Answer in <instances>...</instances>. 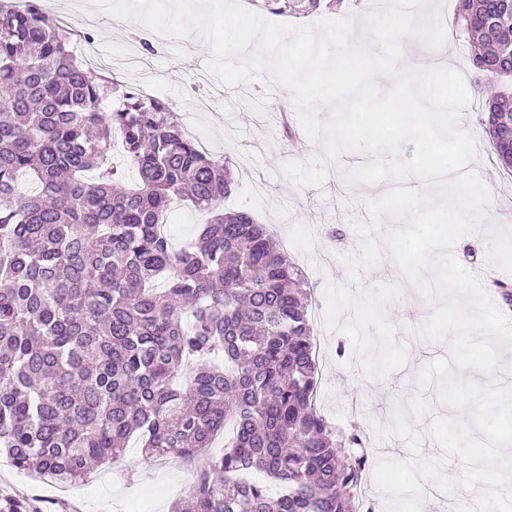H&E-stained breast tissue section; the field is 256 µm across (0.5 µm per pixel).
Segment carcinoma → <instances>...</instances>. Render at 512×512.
<instances>
[{
    "label": "carcinoma",
    "instance_id": "carcinoma-1",
    "mask_svg": "<svg viewBox=\"0 0 512 512\" xmlns=\"http://www.w3.org/2000/svg\"><path fill=\"white\" fill-rule=\"evenodd\" d=\"M250 2L294 17L333 7ZM458 26L476 48L481 125L512 172V92L485 94L512 79V0H462ZM107 98L71 33L0 3V454L71 486L121 465L135 434L153 458L192 461L230 424L176 512H361L367 457L316 405L301 270L266 225L213 209L231 168L168 102L127 87L103 112ZM116 134L137 174L120 189ZM22 176L37 192L19 191ZM178 195L210 212L180 250L159 230Z\"/></svg>",
    "mask_w": 512,
    "mask_h": 512
}]
</instances>
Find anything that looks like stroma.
I'll return each instance as SVG.
<instances>
[{"mask_svg": "<svg viewBox=\"0 0 512 512\" xmlns=\"http://www.w3.org/2000/svg\"><path fill=\"white\" fill-rule=\"evenodd\" d=\"M460 3L427 0L415 14L421 22L440 18L452 71L469 67L473 50L455 26ZM435 53L422 39L403 43L395 72L376 77L379 91L390 92L398 76L433 68ZM212 58L207 40L196 32L152 53L155 95L173 104L213 157L250 160L251 176L236 173L224 206L269 225L314 289L321 413L340 433L361 437L373 489L440 484L448 469L462 483L476 482L480 475L470 466L476 447H455L454 438L491 434L512 447V406L488 414L471 400L503 368L512 369V346L499 338L503 315L512 316L499 288L503 282L512 286V207L506 204L512 174L498 167L477 119L473 77L464 80L469 102L456 126L473 140L467 169L487 189L492 208L474 224V239L437 251L416 285L384 261L391 252L389 237L405 219L386 215L375 222L368 209L379 200V188H412L413 176L390 174L377 185L351 181L350 172L374 161V154L344 151L332 158L324 140L286 138L279 122L285 98L271 75L229 85L211 73ZM198 71L208 73L215 97L208 112L195 111L183 87ZM251 178L264 182L262 196L250 197ZM203 220L191 202L174 200L166 226L171 243L179 247L194 240ZM451 266L456 276L450 280ZM449 377L458 391L452 401L442 391ZM353 399L361 406L355 414L348 409ZM192 481L191 467L147 457L136 438L127 445L122 469L93 468L74 498L0 455V490L20 499L37 495L43 512H171Z\"/></svg>", "mask_w": 512, "mask_h": 512, "instance_id": "obj_1", "label": "stroma"}]
</instances>
